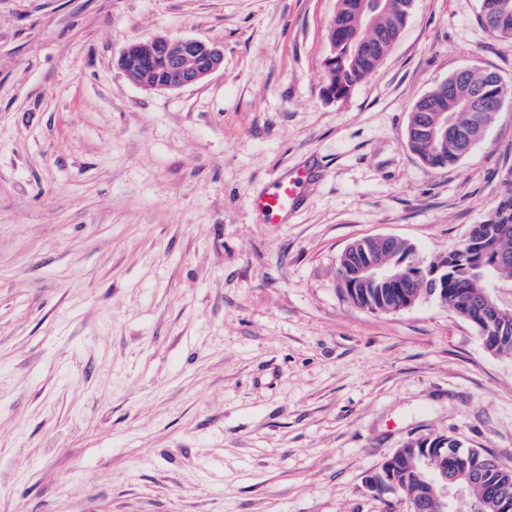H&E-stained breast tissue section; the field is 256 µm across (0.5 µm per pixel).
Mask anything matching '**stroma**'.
Masks as SVG:
<instances>
[{
    "mask_svg": "<svg viewBox=\"0 0 512 512\" xmlns=\"http://www.w3.org/2000/svg\"><path fill=\"white\" fill-rule=\"evenodd\" d=\"M337 0H0V512H408L371 487L411 439L512 468V354L433 298L354 305L343 250L431 259L512 183V105L455 165L409 149L455 71L512 86L479 0H415L386 58L322 95ZM224 49L144 92L136 40ZM309 177L285 223L251 201Z\"/></svg>",
    "mask_w": 512,
    "mask_h": 512,
    "instance_id": "35a3bbf8",
    "label": "stroma"
}]
</instances>
